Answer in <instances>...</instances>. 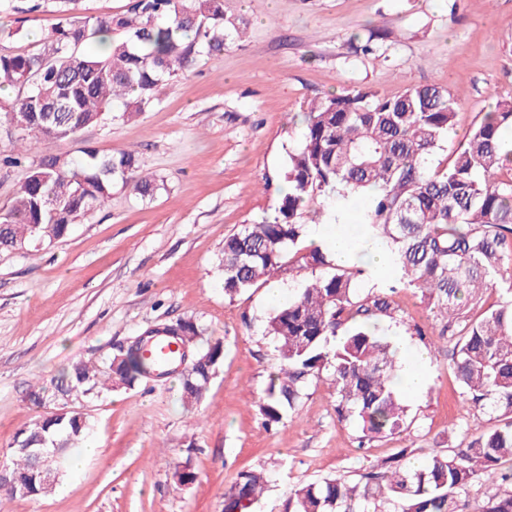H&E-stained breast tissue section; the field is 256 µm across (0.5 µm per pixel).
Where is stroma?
Here are the masks:
<instances>
[{
  "mask_svg": "<svg viewBox=\"0 0 512 512\" xmlns=\"http://www.w3.org/2000/svg\"><path fill=\"white\" fill-rule=\"evenodd\" d=\"M224 13L248 21L246 37L203 57L155 106L128 121L105 115L73 140L30 144L25 166L0 169V212L48 153L132 147L162 183L150 200L115 185L68 236L0 253V464H9L20 429L62 408L54 385L74 361L104 364L131 338L180 319L222 339L224 358L189 406L175 376L73 400L98 454L76 451L49 496L0 494V512H224L225 490L250 470L267 478L253 512H286L295 484L351 477L403 448L420 462L458 447L460 430L496 423L462 397L448 368L452 341L416 336L437 320L419 293L402 288L399 318L380 332L427 355L426 387L406 401L409 428L359 444L326 376L292 416L264 427L259 398L278 362L264 323L314 275L294 266L231 298L218 263L226 235L273 213L313 98L451 90L457 117L436 159L452 154L484 112L512 100V0H224ZM62 19L54 0H9L0 27L15 35L0 39V55L34 49ZM373 28L388 40L376 53H354L350 37ZM37 385L46 390L40 403ZM179 464L194 472L192 483L177 481Z\"/></svg>",
  "mask_w": 512,
  "mask_h": 512,
  "instance_id": "obj_1",
  "label": "stroma"
}]
</instances>
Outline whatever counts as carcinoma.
I'll return each instance as SVG.
<instances>
[{
  "instance_id": "cac0c4a2",
  "label": "carcinoma",
  "mask_w": 512,
  "mask_h": 512,
  "mask_svg": "<svg viewBox=\"0 0 512 512\" xmlns=\"http://www.w3.org/2000/svg\"><path fill=\"white\" fill-rule=\"evenodd\" d=\"M248 22L224 16V0H132L126 13L99 18L70 15L32 52L0 55V89L23 93L5 101L28 115L18 140L43 144L73 139L122 101L118 118L131 119L158 103L164 90L205 56L241 38ZM109 38L96 53L91 44ZM388 38L370 32L357 49L371 53ZM457 97L422 86L392 97L347 90L311 100L299 147L288 152L286 190L274 213L224 237L219 269L224 295L247 292L295 262L325 272L271 313L265 335L276 344L278 364L259 400L265 424L295 411L306 390L328 373L336 414L356 419L359 443L407 430L399 397V352L374 332L381 319H396V287L367 294L356 281L370 273L361 262L340 264L325 247L298 249L309 204L319 196L349 200L369 193L361 215L363 235L378 243L398 281L420 293L443 315L437 335L456 339L451 368L467 400L502 424L474 435L465 447L434 450L422 466L406 453L386 458L354 481L345 477L291 489L289 512H512V101L484 114L447 165L429 166L455 125ZM48 154L32 167L13 205L0 212V252L64 237L87 222L118 183H132L143 197L160 184L140 171L138 152L101 156ZM506 300L483 308L482 298L500 282ZM224 356L209 340L178 372L182 398L204 395L207 374ZM156 371L130 349L105 369L78 361L56 381L67 395L132 388ZM87 429L72 409L29 423L13 447L63 448L69 459ZM478 479L506 482L480 502L458 504L455 495ZM266 483L243 471L224 493V512H252Z\"/></svg>"
}]
</instances>
